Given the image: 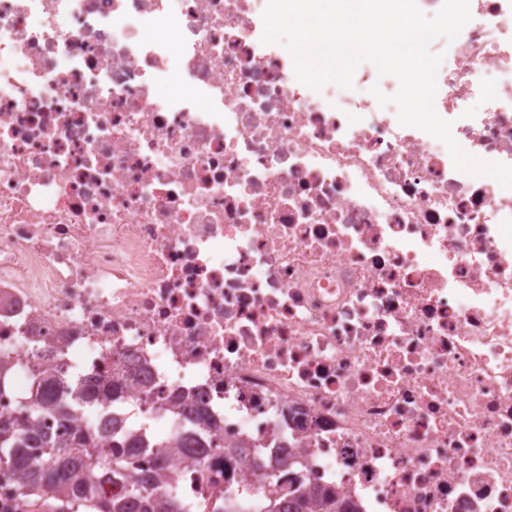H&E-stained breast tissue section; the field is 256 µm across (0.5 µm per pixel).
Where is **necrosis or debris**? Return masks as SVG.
<instances>
[{"instance_id":"obj_1","label":"necrosis or debris","mask_w":512,"mask_h":512,"mask_svg":"<svg viewBox=\"0 0 512 512\" xmlns=\"http://www.w3.org/2000/svg\"><path fill=\"white\" fill-rule=\"evenodd\" d=\"M263 11L0 0V419L61 432L50 373L101 458L163 424L128 464L197 512H512V189L380 105L394 76L299 82ZM470 13L434 109L512 166V0ZM52 502L0 464V512ZM288 512H343L345 506L339 498H332L316 488L309 492L289 493Z\"/></svg>"}]
</instances>
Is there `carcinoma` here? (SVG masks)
<instances>
[{
	"instance_id": "obj_1",
	"label": "carcinoma",
	"mask_w": 512,
	"mask_h": 512,
	"mask_svg": "<svg viewBox=\"0 0 512 512\" xmlns=\"http://www.w3.org/2000/svg\"><path fill=\"white\" fill-rule=\"evenodd\" d=\"M24 418L0 422V463H8L31 488L49 489L56 501V512H159L157 504L140 493L143 478L130 472L120 461L130 448L154 445L151 439L112 437L117 449L112 461L103 463L91 449L100 447L97 433L89 427H73L57 442L47 443V460L36 476L27 474V463L21 454ZM107 484H119L118 494L105 490ZM288 512H345L339 498L313 489L291 493Z\"/></svg>"
}]
</instances>
